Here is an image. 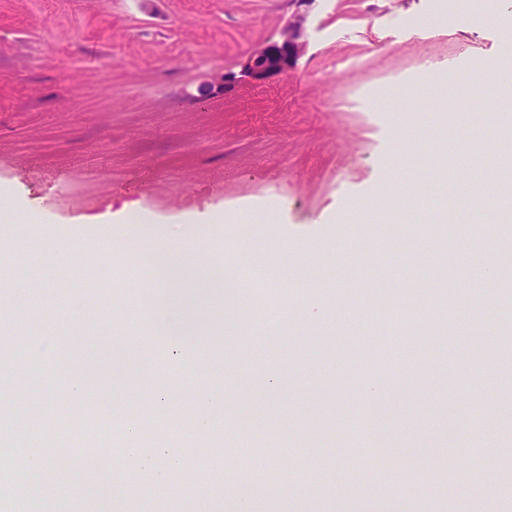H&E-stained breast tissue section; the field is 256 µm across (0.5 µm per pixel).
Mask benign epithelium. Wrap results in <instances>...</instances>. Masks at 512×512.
Here are the masks:
<instances>
[{"label": "benign epithelium", "instance_id": "7a95c632", "mask_svg": "<svg viewBox=\"0 0 512 512\" xmlns=\"http://www.w3.org/2000/svg\"><path fill=\"white\" fill-rule=\"evenodd\" d=\"M311 0H290L293 7L288 19L279 32V40L260 45L243 58L237 76L226 73L215 75L204 83L201 95L207 97L216 92H225L238 80L263 83L269 78L287 73L307 46L305 30L307 15L302 7Z\"/></svg>", "mask_w": 512, "mask_h": 512}]
</instances>
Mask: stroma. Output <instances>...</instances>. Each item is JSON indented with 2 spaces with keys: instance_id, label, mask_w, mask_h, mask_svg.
<instances>
[{
  "instance_id": "obj_1",
  "label": "stroma",
  "mask_w": 512,
  "mask_h": 512,
  "mask_svg": "<svg viewBox=\"0 0 512 512\" xmlns=\"http://www.w3.org/2000/svg\"><path fill=\"white\" fill-rule=\"evenodd\" d=\"M508 8L312 0L307 48L288 73L203 98L204 81L277 38L289 0H0V337L13 340L0 388L37 414L21 439L0 417V459L21 490L0 495V512H27L38 470L60 474L45 512H189L200 491L209 512L242 501L248 512H357L370 496L411 498L419 512L478 500L512 512V368L499 349L512 340V299L486 280L462 311L445 287L405 294L408 273L427 275L448 249L456 281L476 279L470 254L493 249L487 211L447 226L383 195L398 176L427 189L430 146L495 107L477 88L451 117L415 91L439 77L451 101L463 76L495 67ZM384 84L395 94L381 103ZM243 240L288 270L320 272L267 289L264 317L245 286L228 310L219 287ZM144 241L169 256L163 284ZM379 288L399 318L374 306ZM361 346L369 360L354 357ZM414 370L427 383L404 398L398 445L374 471L352 402ZM211 394L223 413L197 415ZM66 411L111 434L112 455L90 433L60 465L44 420ZM474 436L481 447L455 471L439 467ZM323 440L342 444L324 467ZM132 444L166 473V495L119 469ZM243 445L271 470L304 461L306 484L266 489L243 468ZM197 463L200 480L181 479Z\"/></svg>"
}]
</instances>
